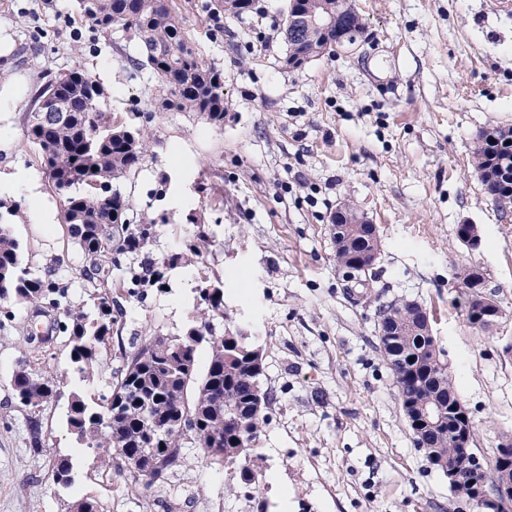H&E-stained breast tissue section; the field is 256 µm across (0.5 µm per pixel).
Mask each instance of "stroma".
I'll list each match as a JSON object with an SVG mask.
<instances>
[{
    "label": "stroma",
    "mask_w": 512,
    "mask_h": 512,
    "mask_svg": "<svg viewBox=\"0 0 512 512\" xmlns=\"http://www.w3.org/2000/svg\"><path fill=\"white\" fill-rule=\"evenodd\" d=\"M206 0H173L198 57L224 75L223 125L167 112L149 69L133 66L136 42L97 31L72 0H0V177L32 179L0 193L19 203L14 231L36 272H51L85 303L82 260L68 245L56 196L26 137L36 90L73 63L103 87L115 121L149 135L135 173L113 180L132 222L156 221L131 262L182 252L197 231L202 256L168 272L166 288L140 297L113 290L127 350L144 337L181 335L204 283L224 285V325L264 352L274 395L257 446L255 489H233L222 466L196 448L164 500L146 505L140 480L105 469L78 447L63 413H42L47 453L31 454L11 380L27 362L61 374L66 351L36 352L22 327L26 305L0 301V512H68L91 498L99 512H479L465 505L417 448L379 348V305L422 304L448 371L475 425L474 452L489 463L512 438V209L487 196L474 165L481 130L512 128V13L491 0H356L367 38L305 66L283 64L278 23L288 0H257L216 25ZM352 202L377 225L380 251L368 289L347 293L329 222ZM49 218L32 223L28 211ZM477 225L472 248L457 234ZM473 265L503 315L480 332L466 321L456 278ZM73 458L70 487L52 478L53 455Z\"/></svg>",
    "instance_id": "1"
}]
</instances>
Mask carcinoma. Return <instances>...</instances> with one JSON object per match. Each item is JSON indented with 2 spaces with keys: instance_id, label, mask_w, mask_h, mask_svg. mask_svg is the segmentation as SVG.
I'll return each mask as SVG.
<instances>
[{
  "instance_id": "cac0c4a2",
  "label": "carcinoma",
  "mask_w": 512,
  "mask_h": 512,
  "mask_svg": "<svg viewBox=\"0 0 512 512\" xmlns=\"http://www.w3.org/2000/svg\"><path fill=\"white\" fill-rule=\"evenodd\" d=\"M82 17L108 33L121 31L142 47L144 66L155 76L161 108L175 112H197L215 124L224 123V76L197 57L186 37L171 0H76ZM324 46L331 36L321 32L313 37L301 34L286 41L287 55L296 56L309 47V40ZM59 85L71 109V121L51 130L39 123L41 116H29L26 133L36 146L38 157L50 153L48 180L61 198V223L69 225L68 240L81 255L82 276L89 286V302L73 306L69 291L49 276L32 270L25 250L13 231L17 207L0 210V300L15 299L35 313L54 312L56 334L52 340L68 353L64 373L87 380L94 377L101 357L118 354L122 360L113 379L105 382L107 394L94 407L82 394L68 395L66 424L84 447L98 451L102 462L115 472L150 468L154 479L146 490L161 493L184 461L185 449L199 448L217 463L224 464L229 481L239 486L256 482L262 455L255 448L261 427L267 423L273 395L264 382L263 355L254 354L249 337L227 332L219 324L224 318V289L198 311L178 337L152 336L140 348L127 352L118 336V318L112 310V271L119 270L151 239L155 223L132 224L126 218L129 202L112 189L111 180L125 177L142 164L147 135L134 128L137 149L116 137L112 113L97 97L94 80L81 65L63 75ZM484 146L475 151L478 171H498L500 180L490 187L497 204L512 197V147L502 139L512 129L482 131ZM363 224H338L332 234L336 262L349 265L361 249L379 250L380 240L364 238ZM387 313L417 329L393 339L392 348L379 338L380 350L392 371L403 412L413 433L421 434L429 462L448 473V455L457 430L474 435L471 419L461 404L443 351L435 336L426 335L429 312L417 303L407 308L387 305ZM209 344L207 369L197 371L196 351ZM15 403L29 417L30 451H46L44 434L36 414L54 397L61 395V381L45 378L28 363L14 372ZM450 398L430 426L414 423L411 412L433 406L434 398ZM215 405L216 415L198 419L192 435L183 434L175 418L192 413L200 403ZM232 404L237 420L224 422L218 415ZM72 459H54L52 472L58 483L72 482ZM452 491L473 499L470 479H448Z\"/></svg>"
}]
</instances>
